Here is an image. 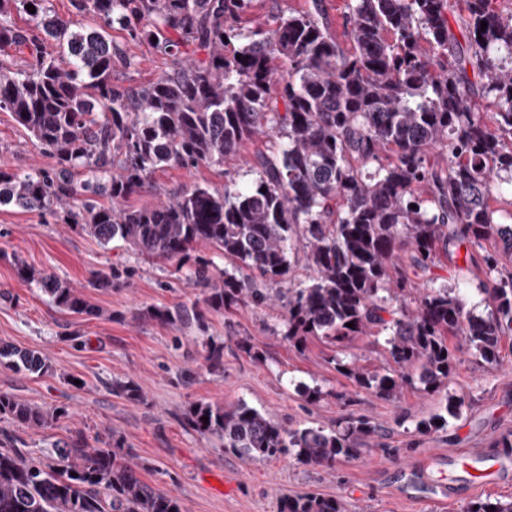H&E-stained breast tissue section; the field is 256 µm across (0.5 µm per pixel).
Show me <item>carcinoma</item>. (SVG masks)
I'll return each instance as SVG.
<instances>
[{
	"instance_id": "1",
	"label": "carcinoma",
	"mask_w": 512,
	"mask_h": 512,
	"mask_svg": "<svg viewBox=\"0 0 512 512\" xmlns=\"http://www.w3.org/2000/svg\"><path fill=\"white\" fill-rule=\"evenodd\" d=\"M254 2L70 0L75 14L98 20L75 28L48 0H0V50L28 60L17 69L0 59V111L56 160L52 170L22 175L0 168V206L61 213L103 246L120 240L136 255L188 264L187 280L215 312L262 304L258 283L285 280L301 242L311 275L288 289V341L301 349L314 337L339 348L386 333L393 369L333 359L358 388L386 400L413 370L423 391L447 389L450 336L480 363L499 365L501 339L512 335L504 263L512 190L499 188L506 175L512 185V10L498 0H349L339 38L323 0H305L269 30L250 24ZM116 24L185 64L135 89L112 84L114 68L131 65L112 42ZM233 42L239 47L227 51ZM258 135L267 150L255 155L259 178L250 188L197 184L157 204H128L156 169L222 167ZM75 168L85 179L74 181ZM198 244L224 253L234 272L217 274L192 256ZM463 245L481 251L483 316L454 289L414 281ZM15 265L57 308L96 314L70 283ZM141 315L169 326L203 318L184 305ZM1 363L50 370L39 353L7 345ZM112 390L143 400L132 382ZM62 415L0 393V420L18 428L45 430ZM185 422L245 460L288 456L326 469L379 433L366 416L329 430L289 429L244 403L199 402ZM446 424L435 414L415 430ZM15 442L0 431V512H182L178 497L139 477L118 440L95 447L80 435L42 460ZM279 512L345 510L339 498L309 493L283 500ZM466 512H512V501L488 497Z\"/></svg>"
}]
</instances>
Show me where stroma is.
<instances>
[{"label": "stroma", "instance_id": "35a3bbf8", "mask_svg": "<svg viewBox=\"0 0 512 512\" xmlns=\"http://www.w3.org/2000/svg\"><path fill=\"white\" fill-rule=\"evenodd\" d=\"M112 40L135 58L131 67L113 71L114 84L143 85L180 65L130 41L121 29H113ZM263 147V138H256L244 146L243 162L221 168L162 167L131 203L164 201L202 183L249 186L258 177L249 160ZM54 164L0 111V167L24 174ZM19 259L79 288L97 315L58 310L38 285L18 277ZM101 272L111 274V289L92 287ZM309 274L298 250L289 279L266 283L265 305L208 311L202 321L177 327L139 320L138 309L189 306L203 294L175 264L135 255L117 241L101 246L53 215L0 206V343L39 351L51 365L43 375L0 365V393L62 412L54 427L20 428L17 436L35 457L79 433L91 443L122 437L142 480L180 497L184 512H278L281 499L305 493L338 497L348 512H464L469 502L489 496L512 499V482L482 485L483 466L470 458L475 451L493 455L494 440L512 430V337L501 342V364L485 368L461 338H449L455 368L447 392L465 395L468 403L443 429L421 435L417 421L443 412L446 392L428 394L415 383L398 399L385 400L358 389L335 368L337 354L356 357L368 371L392 367L385 334L358 337L340 351L316 338L301 352L289 344L286 291L307 284ZM212 343L224 348L217 366L205 359ZM128 380L141 387L144 402L113 392V382ZM307 387L321 388V400L307 402ZM199 401L243 402L291 429H328L340 418L365 415L380 433L359 456L331 470L288 458L250 462L226 450L219 438H201L183 425L185 412ZM451 452L466 459L454 487L447 473L431 465Z\"/></svg>", "mask_w": 512, "mask_h": 512}]
</instances>
